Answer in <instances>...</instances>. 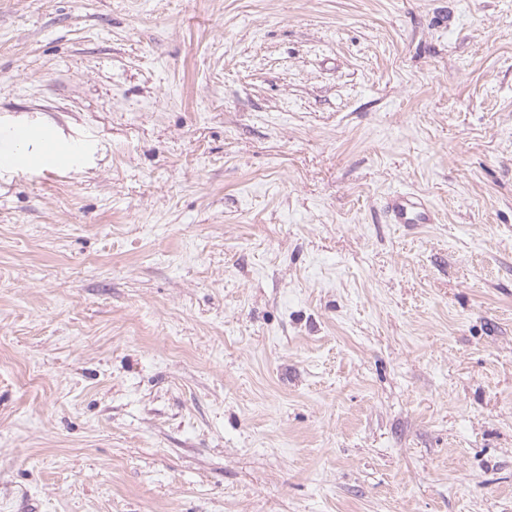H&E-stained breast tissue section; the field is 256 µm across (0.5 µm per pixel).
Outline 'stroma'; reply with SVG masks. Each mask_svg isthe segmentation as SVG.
Wrapping results in <instances>:
<instances>
[{
	"instance_id": "1",
	"label": "stroma",
	"mask_w": 512,
	"mask_h": 512,
	"mask_svg": "<svg viewBox=\"0 0 512 512\" xmlns=\"http://www.w3.org/2000/svg\"><path fill=\"white\" fill-rule=\"evenodd\" d=\"M8 124L0 512H512V0H0ZM67 152L65 141L51 132L44 138L41 153L29 158L26 163L30 166H40L46 160H55L59 164H64L67 161ZM384 207L390 224H433V206L413 191H396L385 198Z\"/></svg>"
}]
</instances>
